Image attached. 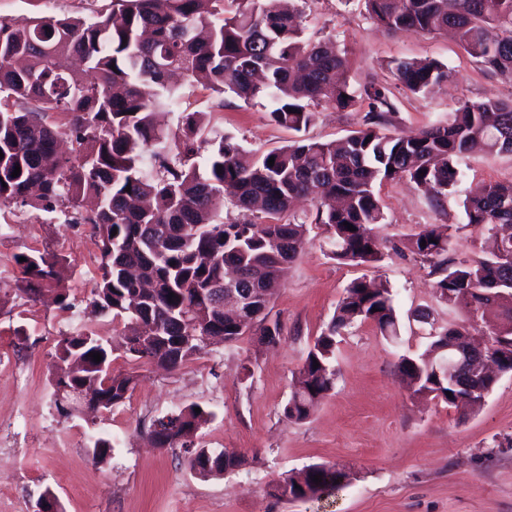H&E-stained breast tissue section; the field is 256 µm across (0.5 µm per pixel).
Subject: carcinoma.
I'll return each instance as SVG.
<instances>
[{
    "instance_id": "cac0c4a2",
    "label": "carcinoma",
    "mask_w": 512,
    "mask_h": 512,
    "mask_svg": "<svg viewBox=\"0 0 512 512\" xmlns=\"http://www.w3.org/2000/svg\"><path fill=\"white\" fill-rule=\"evenodd\" d=\"M363 2L376 26L451 31L487 71L512 78V0ZM348 69L336 43L305 36L302 12L285 0H113L112 12L91 20L0 21V205L30 206L61 224L89 226L100 255L89 306L121 325L110 339L87 328L59 341L52 386L60 414L76 407V391L85 386L106 411L130 396L136 375L112 369L116 351L129 362L173 371L202 353L209 336L226 347L236 344L244 331L212 304L210 293L230 274L239 277L242 295L250 293V281L265 290L255 322L263 335L279 339L282 326L269 318V304L307 232L305 221L288 217L294 200L313 197V222L331 232L336 260L373 264L382 257L373 226L384 223L376 185L407 180L439 204L461 181L465 155L512 153V100L465 101L445 123L391 135L382 129L394 111L388 90L351 86ZM174 73L263 106L272 121L297 133L313 123L311 106L320 103L338 111L365 107L367 123L338 141L298 137L257 157L208 129L202 112L186 113L174 132L160 127L161 111L179 99L169 84ZM394 75L419 93L447 81L449 72L433 60H398ZM207 145L201 166L197 158ZM226 199L239 211L233 221L219 219ZM462 206L467 223L491 233L487 255L448 261L449 226L435 224L409 238L406 249L438 274L439 301L468 318L479 313L490 336L485 359L512 372V234L497 231L512 226V182L481 184ZM25 258L18 263L21 292L60 282L66 259L56 250L37 249ZM358 320L398 336L386 282L359 278L347 286L303 359L283 408L286 419L307 420L332 390L336 336ZM465 333L462 326L432 334L424 353L401 358L400 372L414 394L476 412L495 382L470 396L431 363L447 337ZM212 416L191 406L168 415L175 432L151 429L149 436L160 448L183 449L200 477L220 478L242 460L191 439ZM111 451L110 439H94L95 462ZM315 468L322 481L307 476L297 499L319 500L339 488L336 467Z\"/></svg>"
}]
</instances>
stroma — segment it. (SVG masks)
Wrapping results in <instances>:
<instances>
[{"mask_svg": "<svg viewBox=\"0 0 512 512\" xmlns=\"http://www.w3.org/2000/svg\"><path fill=\"white\" fill-rule=\"evenodd\" d=\"M305 34L329 38L345 50L353 86L387 87L395 104L385 131L409 135L447 120L460 103L489 96L512 98V80L494 75L449 35L413 30L389 33L368 18L362 0H302ZM112 10V0H0V20L43 16L83 19ZM395 59L435 60L451 78L440 89L414 93L391 72ZM185 112L206 113L209 125L243 149L265 153L295 139L264 109L211 90L184 85L177 107L165 116L177 128ZM306 138L330 142L362 127L366 112L325 104ZM464 176L455 194L436 203L410 185H378L385 221L374 229L390 240L375 266L333 258L325 225L308 227L305 245L270 304L281 322L276 345L256 333L236 346L211 345L176 371L130 365L138 382L110 413L60 415L50 385L56 346L64 334L86 326L111 336V317L93 316L88 298L98 250L88 227L36 222L31 207H0V420L13 423L0 435V512H34L52 490L61 512H512V372L502 374L478 411L416 396L397 369L401 357L422 353L430 328L461 326L464 313L440 302L428 264L399 251L426 226H449V260L481 257L487 232L468 224L462 201L489 181L512 179V154L476 153L461 160ZM52 246L68 257L62 283L71 308L51 297L34 302L18 291L16 263L31 249ZM367 276L393 291L399 335L390 340L374 323L358 322L336 338V381L309 419L290 422L283 408L298 369L330 322L346 287ZM430 314L429 325L413 318ZM193 404L212 411L196 443L243 457L219 479H203L181 449L156 448L147 438L154 419ZM100 435L114 449L103 463L89 450ZM315 464H333L342 489L319 501L272 498L269 486Z\"/></svg>", "mask_w": 512, "mask_h": 512, "instance_id": "1", "label": "stroma"}]
</instances>
